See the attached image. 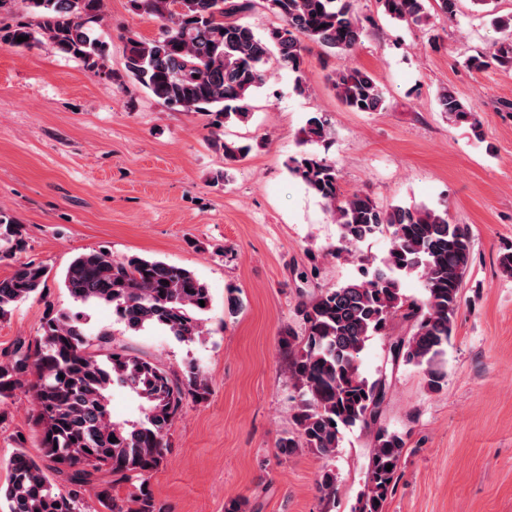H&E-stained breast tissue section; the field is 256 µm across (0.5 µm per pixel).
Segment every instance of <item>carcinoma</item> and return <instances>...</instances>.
Instances as JSON below:
<instances>
[{
	"label": "carcinoma",
	"mask_w": 512,
	"mask_h": 512,
	"mask_svg": "<svg viewBox=\"0 0 512 512\" xmlns=\"http://www.w3.org/2000/svg\"><path fill=\"white\" fill-rule=\"evenodd\" d=\"M453 18L458 0H378L392 19L420 24L429 17L426 3ZM36 16L32 25L18 21L0 25V44L31 47L44 39L59 54L80 60L86 69L105 68L107 49L93 36L104 0H22ZM279 23L258 35L243 21L256 0H129L137 13L161 23L159 37L126 36L124 68L154 98L182 112H213L224 122H244L255 90L264 85L269 64L302 71L309 45L327 55L350 54L361 44L367 25L355 0H265ZM22 36L25 41H17ZM512 66V40L495 45L486 58L469 64ZM340 103L352 112H378L383 91L366 69L350 66L328 76ZM441 111L456 122L479 128V110L461 102L448 89L437 97ZM331 131L326 116L313 114L304 129L306 143L325 140ZM224 159H244L250 146L224 142ZM289 170L336 216L339 246L335 255L352 252L365 240L384 235L390 242L379 265L362 268L361 276L304 297L297 315L302 335L282 332L281 343L292 351L289 373L300 391L294 415L296 432L280 439L283 456L305 449L328 457L336 453L342 431L360 427L372 436L365 490L354 512H384L398 479L404 453L403 435L381 423L390 381L387 373L369 379L360 371L361 355L374 336L384 337L388 362L395 369L412 364L427 387L442 389L445 356L460 307V288L471 260L468 228L448 220V206L392 205L385 208L369 195L340 193L336 164L303 151L290 159ZM18 248L22 228L0 210V243ZM50 271L35 262L0 280V318L21 301L42 294ZM415 275L423 294L409 299L401 291L404 278ZM73 301L85 306L107 304L131 330L164 329L178 340L202 334L199 314L212 297L207 285L184 267L137 255L114 257L104 250L75 256L63 274ZM204 304H199V301ZM407 323L402 335L389 334L396 320ZM126 389L138 403L139 416L112 419L111 390ZM33 393L34 425L44 456L54 471L67 476L70 489L56 490L43 465L19 448L3 464L5 482L0 501L7 512H81L86 492L97 474L111 482L144 480L157 469L169 447L168 431L187 398L209 394L208 380L194 364L183 377H172L153 362L112 347L105 331L86 327L83 312L48 308L41 332L17 346L13 358L0 362V403L18 389ZM115 442H110V439ZM392 465L386 470V465ZM336 477L322 473V500L335 496ZM107 512H166L144 488L119 500L109 490L96 492Z\"/></svg>",
	"instance_id": "1"
}]
</instances>
